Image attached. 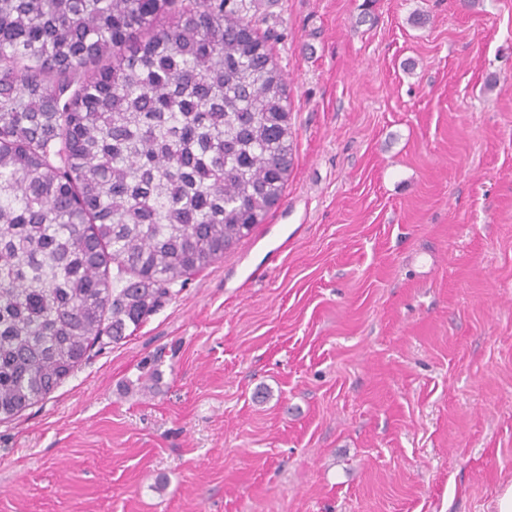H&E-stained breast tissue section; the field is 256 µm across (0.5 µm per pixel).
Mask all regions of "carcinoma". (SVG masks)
I'll return each instance as SVG.
<instances>
[{"label":"carcinoma","mask_w":512,"mask_h":512,"mask_svg":"<svg viewBox=\"0 0 512 512\" xmlns=\"http://www.w3.org/2000/svg\"><path fill=\"white\" fill-rule=\"evenodd\" d=\"M289 120L245 0H0V421L263 222Z\"/></svg>","instance_id":"obj_1"}]
</instances>
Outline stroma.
Segmentation results:
<instances>
[{
  "label": "stroma",
  "instance_id": "1",
  "mask_svg": "<svg viewBox=\"0 0 512 512\" xmlns=\"http://www.w3.org/2000/svg\"><path fill=\"white\" fill-rule=\"evenodd\" d=\"M281 202L0 422V512H491L512 483V0H246Z\"/></svg>",
  "mask_w": 512,
  "mask_h": 512
}]
</instances>
